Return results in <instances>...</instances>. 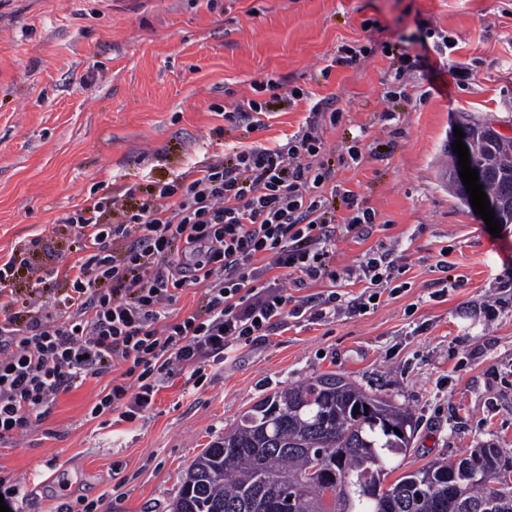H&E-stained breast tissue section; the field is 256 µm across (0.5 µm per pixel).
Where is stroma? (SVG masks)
Returning a JSON list of instances; mask_svg holds the SVG:
<instances>
[{"mask_svg": "<svg viewBox=\"0 0 512 512\" xmlns=\"http://www.w3.org/2000/svg\"><path fill=\"white\" fill-rule=\"evenodd\" d=\"M455 47L447 60L433 50ZM356 62L336 64L341 49ZM299 91L259 129L224 119ZM318 133L332 183L376 212L367 240L336 242L337 270L398 241L407 291L365 313L288 327L207 370L202 390L175 376L152 409L116 424L88 412L111 376L59 395L40 424L0 444V477L23 486L17 512H170L196 457L275 391L335 373L417 421L407 473L473 448L512 449V224L492 236L442 177L465 121L512 136V0H0V257L41 248L46 293L76 258L64 214L126 200L227 147H276ZM360 162L347 155L351 145ZM448 248L450 289L432 299ZM497 306L495 317L480 313Z\"/></svg>", "mask_w": 512, "mask_h": 512, "instance_id": "35a3bbf8", "label": "stroma"}]
</instances>
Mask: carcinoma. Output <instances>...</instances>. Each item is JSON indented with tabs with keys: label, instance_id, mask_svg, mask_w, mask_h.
Instances as JSON below:
<instances>
[{
	"label": "carcinoma",
	"instance_id": "cac0c4a2",
	"mask_svg": "<svg viewBox=\"0 0 512 512\" xmlns=\"http://www.w3.org/2000/svg\"><path fill=\"white\" fill-rule=\"evenodd\" d=\"M465 138L512 224V138L479 123ZM415 431L392 400L322 374L245 411L186 472L171 512H512V454L490 445L385 482Z\"/></svg>",
	"mask_w": 512,
	"mask_h": 512
}]
</instances>
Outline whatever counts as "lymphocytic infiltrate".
I'll return each mask as SVG.
<instances>
[{
    "mask_svg": "<svg viewBox=\"0 0 512 512\" xmlns=\"http://www.w3.org/2000/svg\"><path fill=\"white\" fill-rule=\"evenodd\" d=\"M321 151L310 127L282 146L234 150L151 183L134 206L101 197L66 214L80 256L63 270L61 297L19 298L16 261L0 263V441L46 419L60 394L87 379L120 371L89 416L131 421L174 371L200 387L230 348L289 319L326 322L345 308L367 311L382 291H405L397 244L344 272L333 266L338 235L368 239L376 214L347 190L348 215L331 216L323 189L332 171L312 163ZM324 280L317 294L289 293ZM345 282L363 289L346 298ZM192 287L201 304L178 316Z\"/></svg>",
    "mask_w": 512,
    "mask_h": 512,
    "instance_id": "obj_1",
    "label": "lymphocytic infiltrate"
}]
</instances>
